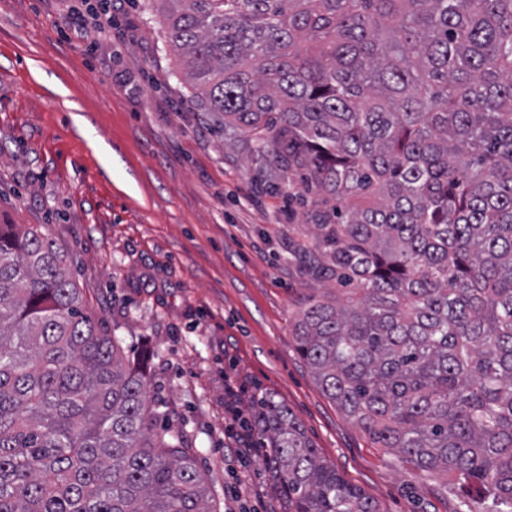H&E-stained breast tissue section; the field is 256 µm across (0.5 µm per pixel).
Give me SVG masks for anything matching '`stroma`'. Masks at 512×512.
Segmentation results:
<instances>
[{
    "instance_id": "35a3bbf8",
    "label": "stroma",
    "mask_w": 512,
    "mask_h": 512,
    "mask_svg": "<svg viewBox=\"0 0 512 512\" xmlns=\"http://www.w3.org/2000/svg\"><path fill=\"white\" fill-rule=\"evenodd\" d=\"M118 0L89 46L62 0H0V224H38L99 332L152 352L149 398L182 432L213 512H287L230 412L265 395L381 512H469L444 476L378 447L324 393L293 326L311 296L290 253L315 208L265 193L198 112L159 15Z\"/></svg>"
}]
</instances>
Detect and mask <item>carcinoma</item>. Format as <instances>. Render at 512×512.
<instances>
[{
	"label": "carcinoma",
	"mask_w": 512,
	"mask_h": 512,
	"mask_svg": "<svg viewBox=\"0 0 512 512\" xmlns=\"http://www.w3.org/2000/svg\"><path fill=\"white\" fill-rule=\"evenodd\" d=\"M157 3L224 148L321 197L292 255L360 293L294 323L325 394L470 512H512V0ZM147 388L41 226L0 224V512H210ZM253 422L288 512H380L285 404Z\"/></svg>",
	"instance_id": "obj_1"
}]
</instances>
